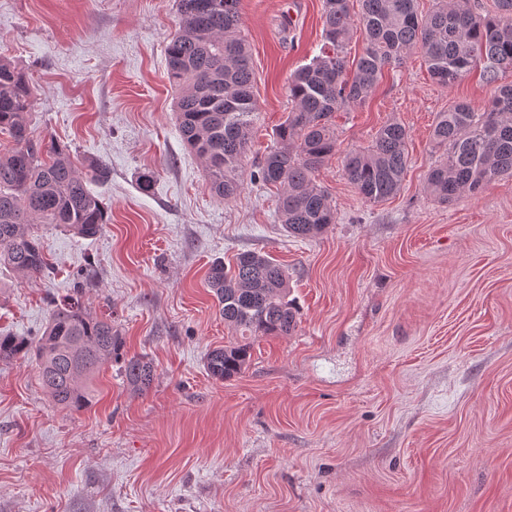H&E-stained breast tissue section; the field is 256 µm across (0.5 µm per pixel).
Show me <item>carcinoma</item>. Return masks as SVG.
<instances>
[{
    "label": "carcinoma",
    "instance_id": "carcinoma-1",
    "mask_svg": "<svg viewBox=\"0 0 512 512\" xmlns=\"http://www.w3.org/2000/svg\"><path fill=\"white\" fill-rule=\"evenodd\" d=\"M349 2L323 0V47L288 78L295 109L277 129V145L257 172L259 182L282 188L278 220L293 237L314 238L335 223L330 197L315 181L336 153L331 118L364 103L385 69L418 51L443 88L476 68L488 83L512 72V0H495L494 13L485 15L463 0H436L426 17L418 15L417 0H361L357 17ZM239 5L240 0H176L178 29L166 48L168 79L178 90V131L202 161L209 189L221 198L239 192L257 112ZM356 27L365 47L351 64L344 49ZM30 107L25 74L0 57V133L14 142L0 154V265L33 278L48 270L35 226L59 224L90 238L109 222L107 208L89 184L107 181L110 170L96 161L84 174L67 147L34 136ZM407 139L405 126L389 122L371 145L347 153L344 175L365 201L379 203L398 194L409 163ZM433 140L441 155L427 173L426 190L441 203L512 176V84L499 86L480 109L456 102L437 113ZM207 283L224 322L242 332L283 336L294 329L298 310L288 301V271L269 257L244 252L231 268L217 261ZM82 297L79 282L71 295L53 304L34 342L0 333V361L34 359L52 401L70 409L90 402L95 374L123 349L112 317L91 313ZM249 359L250 344L238 339L210 350L206 368L210 376L227 380ZM123 375L141 393L153 381V366L132 357L124 362Z\"/></svg>",
    "mask_w": 512,
    "mask_h": 512
}]
</instances>
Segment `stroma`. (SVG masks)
<instances>
[{
	"label": "stroma",
	"mask_w": 512,
	"mask_h": 512,
	"mask_svg": "<svg viewBox=\"0 0 512 512\" xmlns=\"http://www.w3.org/2000/svg\"><path fill=\"white\" fill-rule=\"evenodd\" d=\"M241 13L258 112L241 190L221 199L173 112L175 0H0V56L28 77L35 136L111 171L92 186L100 234L39 225L48 270L0 268V332L36 340L80 280L124 359L154 367L136 394L121 361L106 365L71 410L33 359L0 361V512H512V177L445 204L425 187L437 113L484 106L496 85L475 72L441 88L418 53L385 72L332 118L338 147L316 181L335 224L296 238L279 187L253 174L292 109L289 75L320 52L322 0ZM390 121L410 163L400 192L370 203L342 160ZM250 251L287 267L297 325L251 337L247 366L220 381L206 355L237 332L206 275Z\"/></svg>",
	"instance_id": "stroma-1"
}]
</instances>
